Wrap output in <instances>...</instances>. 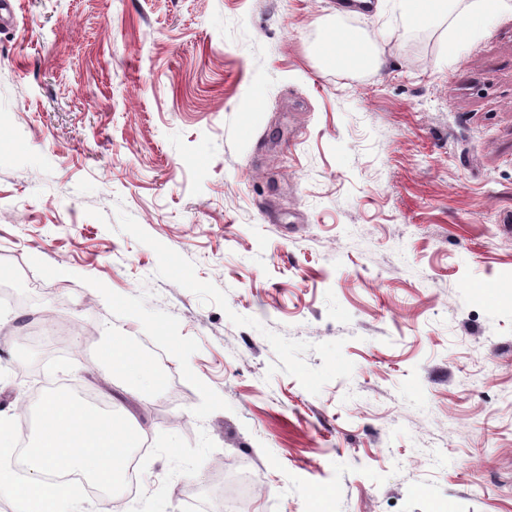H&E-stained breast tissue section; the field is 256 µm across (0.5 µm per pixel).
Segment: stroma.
<instances>
[{
    "mask_svg": "<svg viewBox=\"0 0 512 512\" xmlns=\"http://www.w3.org/2000/svg\"><path fill=\"white\" fill-rule=\"evenodd\" d=\"M340 26L380 69L320 60ZM1 269L0 417L145 431L82 512H512V10L15 0ZM475 4V7L469 13L466 23L460 25L457 29L459 41L469 38L474 26L484 19L506 8H512L508 0H476ZM120 355L117 362L114 357ZM105 359L113 373L120 374L133 389L145 390L157 383L154 370L141 354L122 336H112L105 350Z\"/></svg>",
    "mask_w": 512,
    "mask_h": 512,
    "instance_id": "35a3bbf8",
    "label": "stroma"
}]
</instances>
